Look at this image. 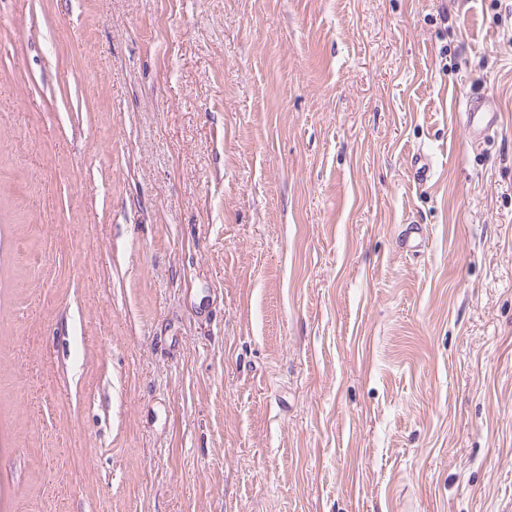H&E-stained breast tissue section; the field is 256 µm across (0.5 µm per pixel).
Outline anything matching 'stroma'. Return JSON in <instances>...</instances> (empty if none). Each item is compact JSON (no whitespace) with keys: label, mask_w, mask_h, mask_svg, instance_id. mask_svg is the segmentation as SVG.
I'll list each match as a JSON object with an SVG mask.
<instances>
[{"label":"stroma","mask_w":512,"mask_h":512,"mask_svg":"<svg viewBox=\"0 0 512 512\" xmlns=\"http://www.w3.org/2000/svg\"><path fill=\"white\" fill-rule=\"evenodd\" d=\"M0 512H512V0H0ZM465 132L470 140H477L501 123L502 114L484 94L470 91L465 96Z\"/></svg>","instance_id":"obj_1"}]
</instances>
